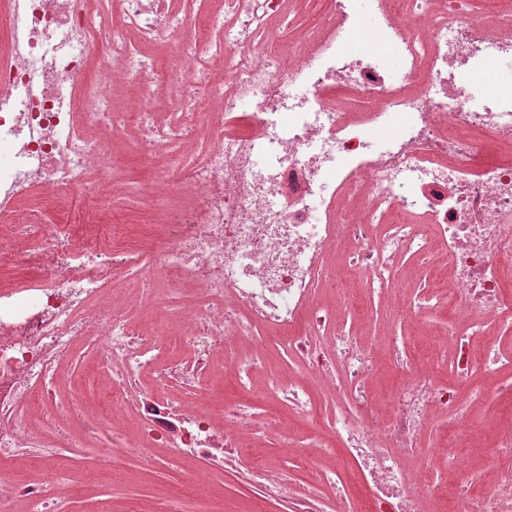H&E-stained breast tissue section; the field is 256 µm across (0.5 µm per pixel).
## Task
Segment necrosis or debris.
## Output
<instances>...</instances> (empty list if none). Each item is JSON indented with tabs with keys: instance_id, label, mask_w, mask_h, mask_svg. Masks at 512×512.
<instances>
[{
	"instance_id": "4bbe7bcc",
	"label": "necrosis or debris",
	"mask_w": 512,
	"mask_h": 512,
	"mask_svg": "<svg viewBox=\"0 0 512 512\" xmlns=\"http://www.w3.org/2000/svg\"><path fill=\"white\" fill-rule=\"evenodd\" d=\"M0 0V512H53L68 479L23 460L59 450L48 432L79 427L77 448L111 431L100 468L121 453L153 466L156 449L236 472L246 431L284 460L254 462L243 484L290 512H512V420L492 428L489 482L455 457L418 451L433 420L468 424L478 397L512 390L496 338L512 328V0H370L377 37L401 63L355 50L357 0H326L294 29L293 0ZM498 66L503 92L473 102L472 72ZM99 69L104 81L91 79ZM170 104L168 122L153 111ZM398 133H375L393 117ZM139 131L160 189L148 232L130 225L126 172L112 139ZM191 144L178 162L166 145ZM88 201L84 224H51L60 199ZM177 225L166 235V225ZM373 293H395L401 257L433 275L415 327L372 346L337 326L317 294L337 276V248ZM452 312L448 333L418 336L422 309ZM243 396L212 403L201 382L227 343ZM85 367L121 425L57 401L63 362ZM398 380L371 381L381 353ZM483 365L491 380L475 385ZM260 395L264 403L252 406ZM308 422L289 436L286 410ZM341 449L320 474L335 489L288 495V472ZM367 492L358 502L350 481Z\"/></svg>"
}]
</instances>
